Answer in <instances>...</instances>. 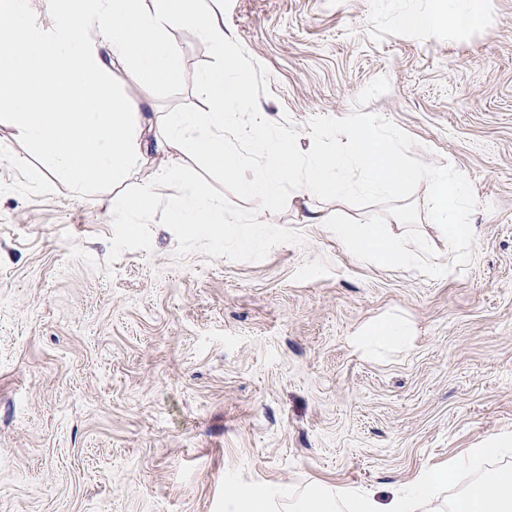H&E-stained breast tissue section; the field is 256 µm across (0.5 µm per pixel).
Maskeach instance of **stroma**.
<instances>
[{
	"label": "stroma",
	"instance_id": "obj_1",
	"mask_svg": "<svg viewBox=\"0 0 512 512\" xmlns=\"http://www.w3.org/2000/svg\"><path fill=\"white\" fill-rule=\"evenodd\" d=\"M436 0H220L224 35L251 79L249 108L302 148L344 141L361 121L400 131L408 162L458 172L477 239L443 271L358 260L325 227L263 212L284 237L233 255L169 223L177 183L156 189L138 232L118 197L147 181L79 193L46 177L0 122V512H214L224 475L328 486L380 501L424 466L512 432V0H479L466 32L403 27ZM182 79L119 92L155 112H202L211 47L170 33ZM187 166L226 215L257 207L203 162ZM326 204L442 248L431 189L368 197L347 174ZM397 316L410 348L355 338Z\"/></svg>",
	"mask_w": 512,
	"mask_h": 512
}]
</instances>
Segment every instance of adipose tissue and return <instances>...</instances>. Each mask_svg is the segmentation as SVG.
Returning <instances> with one entry per match:
<instances>
[{
    "label": "adipose tissue",
    "mask_w": 512,
    "mask_h": 512,
    "mask_svg": "<svg viewBox=\"0 0 512 512\" xmlns=\"http://www.w3.org/2000/svg\"><path fill=\"white\" fill-rule=\"evenodd\" d=\"M34 1L0 0V114L39 157L37 181L47 170L81 191L101 183L119 186L139 164L166 153L153 182L114 207L129 234L137 232L136 214L154 205L157 185L176 181L181 193L169 205L171 223L201 231L234 254L264 250L278 239V231L256 214L229 223L223 201L189 176L183 159L194 156L242 196L267 206L288 204L300 223L330 227L363 261L397 268L433 257L434 248L425 239L407 245L373 220L338 222L315 206V199L344 195L350 171L370 196H399L413 184H428L429 222L448 248L475 241L467 180L406 162L397 150L398 131L360 125L335 148L304 151L297 138L248 111L250 79L228 49L217 0H38L41 23L33 18ZM479 20L476 0H438L433 10L398 16L401 25L421 32H463ZM183 24L220 62L195 79L207 111L159 114L119 98L112 82L118 69L146 89L179 80L180 53L168 33ZM288 184L295 193L285 194Z\"/></svg>",
    "instance_id": "obj_1"
}]
</instances>
